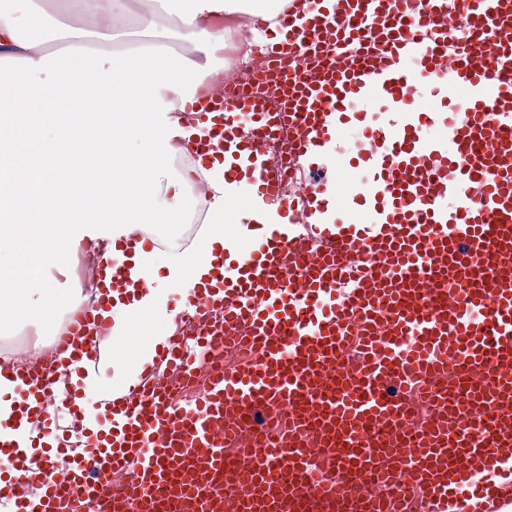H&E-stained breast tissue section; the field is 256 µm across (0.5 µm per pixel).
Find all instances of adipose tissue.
<instances>
[{"label": "adipose tissue", "instance_id": "adipose-tissue-1", "mask_svg": "<svg viewBox=\"0 0 512 512\" xmlns=\"http://www.w3.org/2000/svg\"><path fill=\"white\" fill-rule=\"evenodd\" d=\"M288 0H0V255L11 287L0 292V321H22L40 304L70 306L46 293L41 262L81 236V224H113L127 235L149 224H178L183 197L169 195L201 179L205 239L227 250L242 232L224 230V211L247 181H224V164L169 175L180 138L203 137L209 123L183 127L179 114L213 86L224 23L249 17L276 26ZM172 20L173 49L161 36L124 42L130 21ZM40 303H32V295ZM104 357L146 318L174 322L164 294L147 287L115 299Z\"/></svg>", "mask_w": 512, "mask_h": 512}]
</instances>
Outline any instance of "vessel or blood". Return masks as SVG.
Wrapping results in <instances>:
<instances>
[{
    "mask_svg": "<svg viewBox=\"0 0 512 512\" xmlns=\"http://www.w3.org/2000/svg\"><path fill=\"white\" fill-rule=\"evenodd\" d=\"M285 13L264 54L281 103L254 93L197 100L211 141L232 150L224 181L249 180L276 219L255 211L236 253L202 244L211 281L182 299L196 324L152 366L207 389L180 404L147 374L106 408L108 430L58 481L11 439L32 399L76 392L29 366L0 421V456L18 472L10 512H503L512 505V0H310ZM430 82L445 113L419 100ZM381 102L356 151L369 178L340 218L333 189L303 165ZM443 120L447 143L425 131ZM101 276L123 287L136 237L98 238ZM108 292L72 320L58 350L76 370L100 360ZM245 357L223 364L225 353ZM44 494L32 503L26 488Z\"/></svg>",
    "mask_w": 512,
    "mask_h": 512,
    "instance_id": "1",
    "label": "vessel or blood"
}]
</instances>
